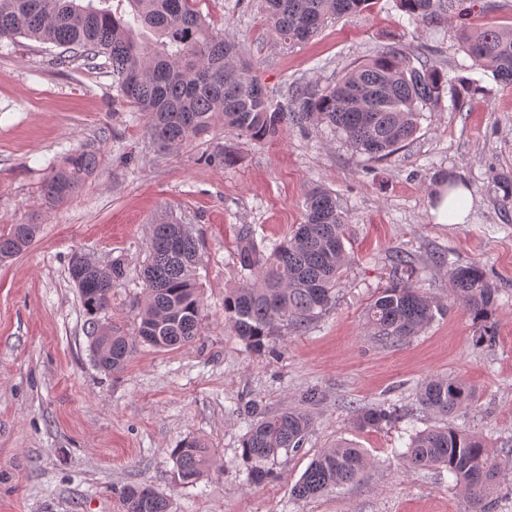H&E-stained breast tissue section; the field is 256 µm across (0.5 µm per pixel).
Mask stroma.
I'll return each instance as SVG.
<instances>
[{"label": "stroma", "mask_w": 512, "mask_h": 512, "mask_svg": "<svg viewBox=\"0 0 512 512\" xmlns=\"http://www.w3.org/2000/svg\"><path fill=\"white\" fill-rule=\"evenodd\" d=\"M195 7L276 93L335 83L347 65L386 45L431 54L449 76H474L487 93L457 109L441 102L407 147L379 162L310 123L263 143L225 134L218 123L164 153L147 115L117 100L103 60L62 69L52 45L0 41V233L40 227L25 253L0 264V512H120L117 490L142 482L170 499L173 512H470L447 470L407 472L397 451L409 425L436 423L420 409L417 386L446 375L476 392L458 426L512 459V201L503 202L495 182L512 173V86L471 70L458 40L465 26H512V0H475L470 16L435 25L409 23L393 0H373L363 12L327 19L297 46L271 31L256 0ZM219 147L236 154L234 165L206 162ZM77 148L98 153L97 170L71 198L47 203L45 178ZM448 170L472 196L459 224L435 223L431 214L434 176ZM317 185L336 192L349 222L335 301L307 330L282 327L264 352L251 351L224 323V295L244 278L238 234L248 225L257 239L283 240ZM167 220L190 225L202 243L201 333L180 348L139 346L122 372L105 373L89 351L69 259H123L126 276L106 316L134 335L151 227ZM398 254L446 311L409 343L383 347L366 336L363 316L391 285ZM473 262L498 288L489 347L476 345L475 324L449 296V267ZM309 395L314 426L303 447L279 452L272 481L248 485L240 457L248 422L239 405L273 412ZM366 406L397 408L401 418L356 428L352 412ZM192 437L208 443L213 460L186 485L172 451ZM340 439L367 451L363 479L295 499L292 488L312 459Z\"/></svg>", "instance_id": "35a3bbf8"}]
</instances>
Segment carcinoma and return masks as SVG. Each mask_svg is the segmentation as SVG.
<instances>
[{
  "label": "carcinoma",
  "instance_id": "carcinoma-1",
  "mask_svg": "<svg viewBox=\"0 0 512 512\" xmlns=\"http://www.w3.org/2000/svg\"><path fill=\"white\" fill-rule=\"evenodd\" d=\"M99 2L96 7L93 2ZM109 0H0V39L17 36L61 48L55 65L66 69L76 60L106 59L119 96L148 115L151 137L161 151L180 149L204 135L217 121L224 131L251 142L273 139L289 123H321L338 133L358 154L380 161L406 147L423 112L434 111L449 93L455 104L484 93L474 78H448L430 56L403 47H381L350 66L333 85L299 83L284 100L274 99L256 66L241 59L238 46L213 30L193 7L196 0H127L133 21L106 7ZM409 20L435 24L448 14L467 11V0H395ZM371 0H262L263 14L281 40L296 45L313 38L330 16L365 10ZM464 51L474 65L505 85H512V27L461 32ZM99 164L88 150L71 153L65 166L50 172L42 192L50 200L73 196ZM303 222L271 251L244 230L236 251L246 279L224 296V320L254 351L282 326L305 329L335 299L348 256V218L333 191L316 186L303 201ZM38 224H15L0 235V262L35 240ZM148 261L141 278L145 297L135 335L127 336L100 315L109 309L110 286L126 276L124 262L101 266L82 253L69 261V274L90 317V352L102 349L96 365L121 371L142 343L177 348L200 333L201 286L196 278L200 240L190 226L176 222L151 225ZM373 298L365 314L367 335L385 346H397L419 335L442 305L427 295L405 270ZM453 302L480 329L475 342L492 344L488 322L498 288L485 268L474 262L449 272ZM421 409L439 417L465 414L475 391L449 377L430 378L417 393ZM249 428L241 440L248 465L247 482L273 478L268 463L282 450L302 447L313 418L304 408L266 413L254 404L242 407ZM394 419L384 408L357 411L360 428L379 429ZM172 455L185 484H194L211 465V449L198 439L182 442ZM407 471L446 469L471 504V512H494L505 480L506 463L478 435L443 426L415 430L402 453ZM366 453L338 442L309 464L292 494L315 499L359 481L367 468ZM122 512H170L167 497L149 485H127L118 491Z\"/></svg>",
  "mask_w": 512,
  "mask_h": 512
}]
</instances>
